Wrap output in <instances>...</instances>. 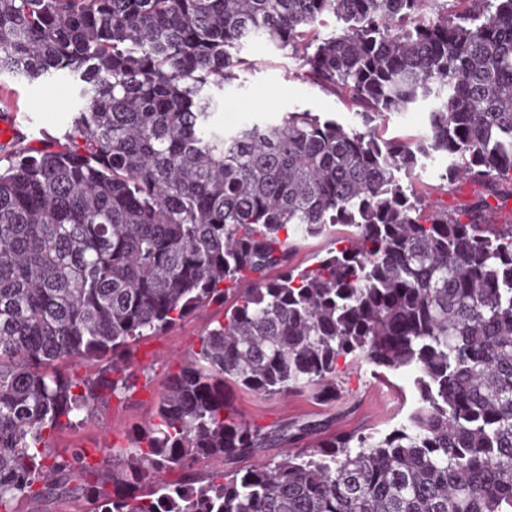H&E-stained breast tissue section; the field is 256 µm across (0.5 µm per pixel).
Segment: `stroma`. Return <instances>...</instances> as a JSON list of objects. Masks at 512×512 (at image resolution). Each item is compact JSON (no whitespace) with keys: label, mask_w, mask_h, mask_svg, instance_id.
<instances>
[{"label":"stroma","mask_w":512,"mask_h":512,"mask_svg":"<svg viewBox=\"0 0 512 512\" xmlns=\"http://www.w3.org/2000/svg\"><path fill=\"white\" fill-rule=\"evenodd\" d=\"M242 55L251 68L242 73L240 88L224 94L219 120L225 126H237L248 116L276 121L295 111H309L347 127L354 125L355 108L350 99L291 74L281 51L264 39L249 41ZM0 87L16 94L20 109L28 116L27 123L20 126L27 145H37L43 134L56 136L67 129L73 99L69 80L56 78L26 85L5 78L0 80ZM446 164V159H431L414 173L415 184L422 187L426 211L445 209L465 222L476 202L483 199L489 201L499 223L512 224V191L505 189L493 195L469 178L442 181ZM223 318L222 307L208 306L162 335L133 347L136 392L125 402L110 401L94 419L55 431L49 439L52 453L66 455L82 449L89 463L95 465L105 458L107 449L129 447L139 427L153 420L169 377L194 359L202 337ZM227 393L239 416L252 424L267 430L308 425L327 436L388 432L416 397L411 374L380 376L372 365L350 361L339 362L336 367V397L331 401L317 398L309 388L285 398L259 396L235 386Z\"/></svg>","instance_id":"obj_1"}]
</instances>
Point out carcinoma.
I'll use <instances>...</instances> for the list:
<instances>
[{
    "mask_svg": "<svg viewBox=\"0 0 512 512\" xmlns=\"http://www.w3.org/2000/svg\"><path fill=\"white\" fill-rule=\"evenodd\" d=\"M448 2L0 0V77L77 88L65 146L0 144V512L74 481L91 512H512V225L485 202L467 224L427 213L412 181L442 155L447 182L512 184V0ZM256 37L359 127L220 125ZM424 106L426 135L380 133ZM337 225L344 248L291 265L293 239ZM231 291L123 458L85 484L86 454L50 455L52 432L136 387L130 346ZM72 356L102 367L74 379ZM340 358L411 373L404 421L221 469L310 431L238 418L230 385L334 399Z\"/></svg>",
    "mask_w": 512,
    "mask_h": 512,
    "instance_id": "carcinoma-1",
    "label": "carcinoma"
}]
</instances>
